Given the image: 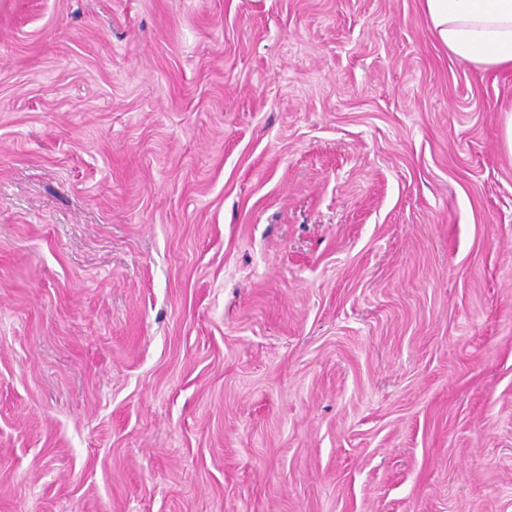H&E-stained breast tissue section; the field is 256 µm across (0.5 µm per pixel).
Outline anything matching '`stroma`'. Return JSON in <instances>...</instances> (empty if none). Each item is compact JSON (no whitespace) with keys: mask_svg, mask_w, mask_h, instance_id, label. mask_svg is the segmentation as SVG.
Returning <instances> with one entry per match:
<instances>
[{"mask_svg":"<svg viewBox=\"0 0 512 512\" xmlns=\"http://www.w3.org/2000/svg\"><path fill=\"white\" fill-rule=\"evenodd\" d=\"M510 107L421 0H0V512H512Z\"/></svg>","mask_w":512,"mask_h":512,"instance_id":"obj_1","label":"stroma"}]
</instances>
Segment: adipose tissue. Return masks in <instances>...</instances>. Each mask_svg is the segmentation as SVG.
<instances>
[{"label":"adipose tissue","mask_w":512,"mask_h":512,"mask_svg":"<svg viewBox=\"0 0 512 512\" xmlns=\"http://www.w3.org/2000/svg\"><path fill=\"white\" fill-rule=\"evenodd\" d=\"M440 42L482 70L512 69V0H421Z\"/></svg>","instance_id":"adipose-tissue-1"}]
</instances>
